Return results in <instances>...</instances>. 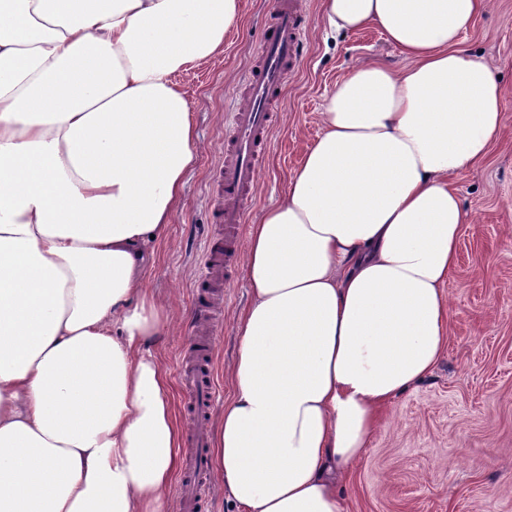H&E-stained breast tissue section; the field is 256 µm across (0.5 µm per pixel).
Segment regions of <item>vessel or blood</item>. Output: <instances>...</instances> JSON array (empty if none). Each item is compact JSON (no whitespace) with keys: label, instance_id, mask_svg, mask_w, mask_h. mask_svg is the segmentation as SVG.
Instances as JSON below:
<instances>
[{"label":"vessel or blood","instance_id":"vessel-or-blood-1","mask_svg":"<svg viewBox=\"0 0 512 512\" xmlns=\"http://www.w3.org/2000/svg\"><path fill=\"white\" fill-rule=\"evenodd\" d=\"M306 27L299 0H277L267 34L260 41L259 63L247 77L245 89L248 107L232 112L224 136V161L218 170L217 193L222 205L212 211L214 223L223 225V235L204 239L203 258L195 287L192 309L199 319L216 323L222 311L213 302L217 278L231 280L236 255L243 245L245 206L253 198L258 169L268 151L270 134L278 122L275 110L278 95L296 66ZM214 343L209 339L195 342L198 359L193 367H181L180 385L189 393L187 411L197 420H205L221 399L211 364ZM182 475L178 482V512H200L204 502L206 473L210 465L209 442L203 430L189 438Z\"/></svg>","mask_w":512,"mask_h":512}]
</instances>
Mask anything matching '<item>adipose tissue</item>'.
<instances>
[{
  "label": "adipose tissue",
  "instance_id": "obj_1",
  "mask_svg": "<svg viewBox=\"0 0 512 512\" xmlns=\"http://www.w3.org/2000/svg\"><path fill=\"white\" fill-rule=\"evenodd\" d=\"M490 0H321L405 59L355 61L288 189L251 225L212 440L238 512H343L383 408L438 364L470 220L452 180L504 103L463 35ZM240 0H0V512H170L179 429L144 286L201 149L174 82Z\"/></svg>",
  "mask_w": 512,
  "mask_h": 512
}]
</instances>
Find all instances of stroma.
Listing matches in <instances>:
<instances>
[{
	"label": "stroma",
	"instance_id": "1",
	"mask_svg": "<svg viewBox=\"0 0 512 512\" xmlns=\"http://www.w3.org/2000/svg\"><path fill=\"white\" fill-rule=\"evenodd\" d=\"M242 20L222 55L203 62L179 83L202 149L183 205L151 246L145 288L165 297L175 330L153 350L169 376L192 362L200 333L190 311L191 290L212 224L208 185L224 160L226 108L242 106L240 85L256 64L261 30L275 0H240ZM310 26L296 71L283 87L280 122L245 220L276 204L291 173L321 131L326 96L357 59L404 66L400 50L374 28L330 32L319 0H302ZM491 68L504 101L501 136L488 157L454 186L471 221L464 225L458 262L448 277L449 339L433 372L387 409L361 460L341 486L345 512H512V0H493L463 36ZM249 301L242 266H235L223 302L224 326L212 361L225 395L239 345L235 316Z\"/></svg>",
	"mask_w": 512,
	"mask_h": 512
}]
</instances>
